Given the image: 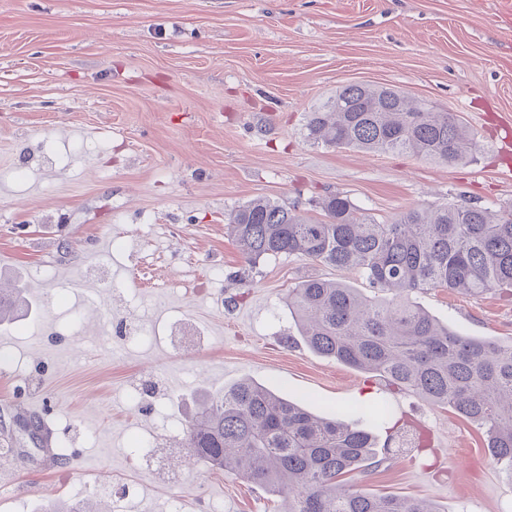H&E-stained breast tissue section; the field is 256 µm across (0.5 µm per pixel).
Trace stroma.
Masks as SVG:
<instances>
[{
    "label": "stroma",
    "instance_id": "obj_1",
    "mask_svg": "<svg viewBox=\"0 0 512 512\" xmlns=\"http://www.w3.org/2000/svg\"><path fill=\"white\" fill-rule=\"evenodd\" d=\"M349 82L456 113L476 148L455 165L309 142L306 118ZM512 0H0V282L35 312L0 326V419L42 416L68 467L0 459V512L93 503L126 512H281V497L187 462L154 430L155 383L184 418L194 390L251 378L312 412L383 405L381 466L352 483L439 512H512L484 429L312 351L286 306L352 270L281 257L246 269L224 220L263 196L317 218L341 193L378 223L451 201L512 207ZM41 268L46 279L32 278ZM248 272V284L235 275ZM77 290L64 292V285ZM411 301L465 336L512 339V295L444 288ZM153 324L125 347L112 321Z\"/></svg>",
    "mask_w": 512,
    "mask_h": 512
}]
</instances>
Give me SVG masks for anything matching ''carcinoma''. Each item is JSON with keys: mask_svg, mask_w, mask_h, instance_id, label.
<instances>
[{"mask_svg": "<svg viewBox=\"0 0 512 512\" xmlns=\"http://www.w3.org/2000/svg\"><path fill=\"white\" fill-rule=\"evenodd\" d=\"M305 130L317 144L444 163L465 160L473 148L455 113L370 84L341 88L308 113ZM321 209L317 219L260 196L234 208L226 229L251 268L285 256L357 271L377 296L322 278L291 289L287 307L303 342L485 429L491 460L512 478V341L464 336L409 299L424 288L475 298L512 292V209L414 206L380 224L340 193L326 196ZM30 311L20 291L0 288V322ZM22 425L36 431L33 456L51 466L70 463L71 456L53 448L43 417L27 412L14 414L13 427L0 428L12 445L8 453L15 454ZM181 434L178 445L188 460L282 496L284 512H439L423 499L341 482L382 464L372 434L341 414L316 415L252 379L200 392Z\"/></svg>", "mask_w": 512, "mask_h": 512, "instance_id": "carcinoma-1", "label": "carcinoma"}]
</instances>
